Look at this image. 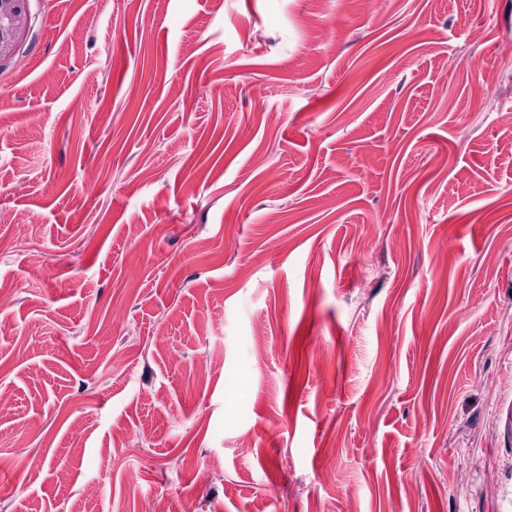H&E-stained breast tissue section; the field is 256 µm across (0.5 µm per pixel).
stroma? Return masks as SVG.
I'll return each instance as SVG.
<instances>
[{
  "label": "stroma",
  "mask_w": 512,
  "mask_h": 512,
  "mask_svg": "<svg viewBox=\"0 0 512 512\" xmlns=\"http://www.w3.org/2000/svg\"><path fill=\"white\" fill-rule=\"evenodd\" d=\"M28 10L0 512H512V0Z\"/></svg>",
  "instance_id": "stroma-1"
}]
</instances>
